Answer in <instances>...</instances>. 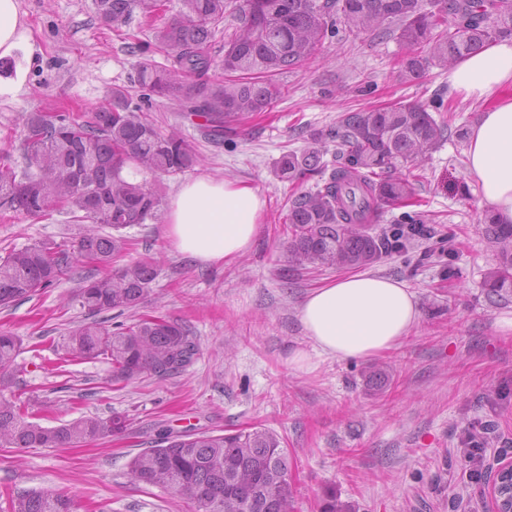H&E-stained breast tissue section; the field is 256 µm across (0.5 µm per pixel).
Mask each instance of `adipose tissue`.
I'll list each match as a JSON object with an SVG mask.
<instances>
[{"mask_svg":"<svg viewBox=\"0 0 512 512\" xmlns=\"http://www.w3.org/2000/svg\"><path fill=\"white\" fill-rule=\"evenodd\" d=\"M35 54L20 0H0V59L19 49ZM449 97L485 103L467 136V170L480 201L498 223L512 224V37L460 58L448 72ZM265 201L239 180L201 175L183 182L164 215L171 253L201 267L242 258L262 230ZM307 347L288 357L304 369L312 355L340 361L369 359L398 348L419 325L415 292L373 271L343 275L307 292L298 307Z\"/></svg>","mask_w":512,"mask_h":512,"instance_id":"1","label":"adipose tissue"}]
</instances>
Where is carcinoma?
<instances>
[{"label":"carcinoma","mask_w":512,"mask_h":512,"mask_svg":"<svg viewBox=\"0 0 512 512\" xmlns=\"http://www.w3.org/2000/svg\"><path fill=\"white\" fill-rule=\"evenodd\" d=\"M100 20L126 34L134 10L153 18L162 0H94ZM233 30L224 33V57L212 45L224 14ZM453 27H447V18ZM383 38L397 33L405 49L397 76L422 77L436 62L453 66L487 43L512 37V0H180L177 18L152 26L151 47L165 63L147 64L137 76L142 96L175 104L199 124L209 141L220 144L238 125L267 112L282 97L277 74L296 69L321 51L336 27ZM220 68L226 80L211 78ZM21 150L25 167L0 164V209L44 217L69 213L87 229L70 241L43 240L0 257V309L50 287L81 259L112 267L75 295L96 314L136 309L158 277L151 258L114 266L126 249L123 230L155 217L161 200L138 173L176 175L197 156L181 132H161L147 109L125 89H112L106 101L79 120L65 112H32L24 124ZM448 123L428 108L399 101L340 115L336 125L312 131L309 147L288 151L275 162L276 175L294 184L307 175L318 180L293 196L284 221L288 267L344 269L371 265L390 249L406 247L401 234L373 235L370 227L389 207L407 205L415 193L409 179L390 175L399 166L424 162L447 137ZM334 160H325L328 145ZM111 233L101 235L98 229ZM486 239L498 263L484 288L493 303L512 300V225L485 218ZM20 337L0 331V447L73 448L110 438L127 429L126 418L84 417L56 427L34 420L29 405L5 397L14 384ZM66 353L107 360L112 382L143 375L165 380L195 363L199 343L187 327L156 316H140L111 328L96 320L69 332ZM288 460L279 437L265 428L214 435L168 432L129 463L132 480L186 499L194 512H295ZM9 512H75L72 497L53 489L18 493Z\"/></svg>","instance_id":"obj_1"}]
</instances>
